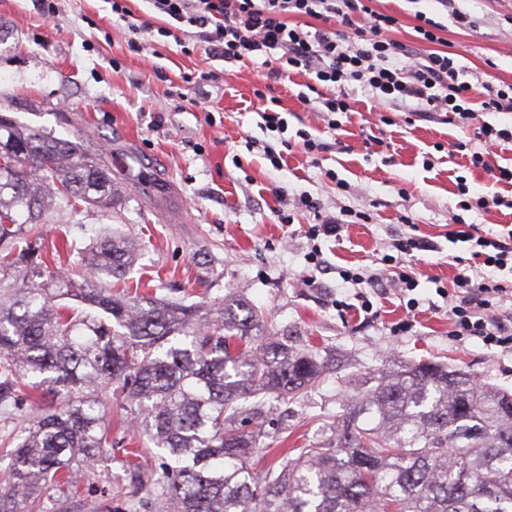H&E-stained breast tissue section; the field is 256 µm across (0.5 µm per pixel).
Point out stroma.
I'll list each match as a JSON object with an SVG mask.
<instances>
[{"mask_svg": "<svg viewBox=\"0 0 512 512\" xmlns=\"http://www.w3.org/2000/svg\"><path fill=\"white\" fill-rule=\"evenodd\" d=\"M372 7L398 18L393 37L411 49L417 46L415 15L425 12L445 25L459 65L493 83H512V0H461L466 26L437 0H373ZM128 39L108 0H58L51 19L39 0H0V113L101 154L122 193L113 212L90 208L75 224L59 212L47 215L43 246L65 238L81 249L112 227L143 245L130 285L158 286L163 295L193 302L243 298L263 313L264 334L288 337L329 360L332 370L315 389L297 399H273L255 470L279 466L288 449L329 436L361 381L403 361L458 366L479 382L512 391V350L451 336L448 302L433 284L438 277L452 286L472 263L467 244L448 240V213L460 201L457 177H466L471 194L492 189L512 197V186L490 185L465 155L448 154V143L463 138L461 128L438 116L384 124L392 106L358 93L332 131L312 120L297 98L311 75L274 82L266 78L267 66L227 63L201 45L188 54L157 35L154 53L142 54L131 51ZM261 91L278 98L286 135L264 129ZM158 110L163 119L157 123ZM305 124L328 143L327 152L313 157L294 144ZM284 137L292 145L277 170L263 148ZM330 170L335 179L327 178ZM277 187L291 198L313 197L325 214L347 209L370 217L341 240L321 241L336 270L320 276L318 286L303 282L312 270L308 240L289 235L275 215ZM405 215L438 246L416 263L419 308L408 313L389 291L374 299L373 313L358 311V289L338 271L385 273L389 236ZM335 298L347 310L332 306ZM408 317L411 329L395 331ZM78 475L83 512H90L102 487L128 482L117 450Z\"/></svg>", "mask_w": 512, "mask_h": 512, "instance_id": "stroma-1", "label": "stroma"}]
</instances>
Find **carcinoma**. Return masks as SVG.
<instances>
[{
  "mask_svg": "<svg viewBox=\"0 0 512 512\" xmlns=\"http://www.w3.org/2000/svg\"><path fill=\"white\" fill-rule=\"evenodd\" d=\"M100 154L0 115V512H75L74 464L112 455L100 394L140 430L126 486L95 512H512V392L461 368L403 363L370 378L331 436L257 475L266 395L314 388L310 349L261 336L247 301L118 288L136 249L105 236L63 275L37 243L49 208L112 210ZM51 398L57 404L42 409ZM162 465L142 478L140 459Z\"/></svg>",
  "mask_w": 512,
  "mask_h": 512,
  "instance_id": "obj_1",
  "label": "carcinoma"
}]
</instances>
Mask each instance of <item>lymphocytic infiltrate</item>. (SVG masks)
<instances>
[{"label": "lymphocytic infiltrate", "mask_w": 512, "mask_h": 512, "mask_svg": "<svg viewBox=\"0 0 512 512\" xmlns=\"http://www.w3.org/2000/svg\"><path fill=\"white\" fill-rule=\"evenodd\" d=\"M164 16V26L138 21L127 0H111L113 14L137 35L132 51L147 49L145 33L179 37L193 28V37L208 51L233 63L255 61L277 55L278 64L268 75L281 79L298 71L314 76L316 97L299 93L315 119L336 129V114L350 112L352 97L364 93L378 102H389L402 111L434 116H454L460 128L472 129L471 139L455 142L457 151L468 154L472 167L488 173L494 183L512 185V165L494 162L491 149L512 144V128L484 122L473 125L476 111L512 112V83L494 85L481 73L460 66L443 50L440 22L417 13V43L426 45L419 53L391 37L398 24L395 16L374 10L370 0H149ZM310 18L314 28H303L301 18ZM462 200L448 223L452 241L471 242L477 265L472 274H458L457 296L449 308L454 337H475L484 345H512V327L500 316V308L512 296L497 271L512 265V229L505 234L483 235L478 225L468 223L466 211L501 205L499 194L469 201V188L458 184ZM433 243L418 235L393 238L385 255L393 275L390 282L399 292L413 291L418 274L411 265L415 253L431 250Z\"/></svg>", "instance_id": "1"}]
</instances>
